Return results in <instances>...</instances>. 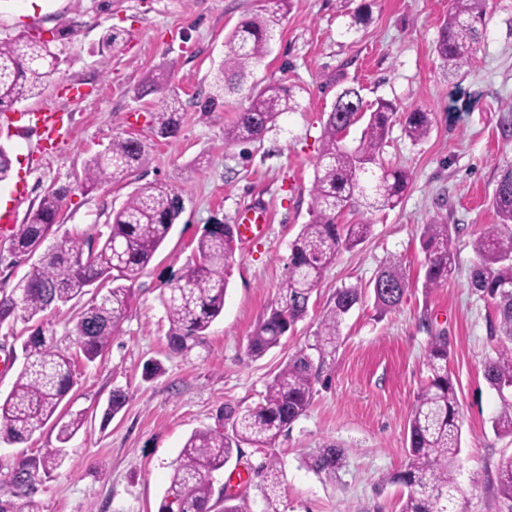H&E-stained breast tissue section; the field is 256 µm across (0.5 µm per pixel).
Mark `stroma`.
I'll return each mask as SVG.
<instances>
[{
	"mask_svg": "<svg viewBox=\"0 0 512 512\" xmlns=\"http://www.w3.org/2000/svg\"><path fill=\"white\" fill-rule=\"evenodd\" d=\"M263 0H0V37L55 30L57 73L41 93L15 112L64 113L54 143L17 134L0 120V143L12 159L10 183L26 185L17 208L26 218L47 190L68 187L58 234L85 237L107 224L131 194L128 185L86 192V161L114 136L149 142L142 182L159 180L183 192L184 210L150 265L133 284L131 310L118 336L94 362L76 361L73 407L87 413L66 445L47 422L27 441L0 443V500L22 494L39 512H158L179 451L195 430L214 427L224 404L258 403L278 368L317 330L337 288L359 286L361 305L342 326V342L315 386L306 415L275 443L283 470L281 512H398L406 496L393 476L406 464L407 430L418 393L428 383L432 337L448 339V370L457 390L461 449L455 462L460 512H499L497 468L512 455V436L492 422L501 399L484 366L504 340L492 336V300L475 293L470 276L474 242L498 217L490 205L503 170L512 168V0H485L486 32L471 66L447 71L437 52L448 0H289L270 54L252 81L289 87L294 111L279 116L255 141L228 145L224 125L241 107L226 97L224 116L197 107L210 91L228 32L261 13ZM365 12L363 23L354 16ZM117 30V46L101 42ZM359 90L365 104L393 102L397 112L383 146L386 165L411 176L400 204L373 212H345L342 223L367 221L364 243L342 251L311 294L306 318L280 345L258 359L247 342L287 278L290 245L310 219L315 163L323 126L337 95ZM178 97L184 106L180 135L155 139L153 112ZM431 115L421 141L405 132L404 115ZM270 215L263 239L235 245L223 314L202 342L176 355L167 346L168 322L160 295L194 253L205 225L236 223L248 207ZM451 227L455 270L446 284L423 286L426 257L422 225ZM400 262L408 286L399 307L378 316L373 281ZM22 322L0 323V396L10 391L24 360ZM160 362L154 378L144 367ZM128 393L115 417L103 412L114 387ZM346 448L333 475L304 460L324 444ZM63 448L66 461L47 473L43 456ZM27 469L28 485L14 475Z\"/></svg>",
	"mask_w": 512,
	"mask_h": 512,
	"instance_id": "obj_1",
	"label": "stroma"
}]
</instances>
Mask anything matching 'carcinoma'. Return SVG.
Here are the masks:
<instances>
[{
	"label": "carcinoma",
	"mask_w": 512,
	"mask_h": 512,
	"mask_svg": "<svg viewBox=\"0 0 512 512\" xmlns=\"http://www.w3.org/2000/svg\"><path fill=\"white\" fill-rule=\"evenodd\" d=\"M264 13L240 21L225 38L227 53L218 65L211 93L200 104L209 117L219 116L224 94L243 90L253 67L270 53L288 0H267ZM485 34L483 0H450L448 16L440 27L437 51L448 70L469 66ZM58 68L49 41L37 38H0V112L39 93ZM247 105L235 121L224 126V142L242 144L258 139L280 115L294 109L284 87L270 82L253 84L244 96ZM181 102L173 98L153 114L152 132L168 140L181 129ZM395 107L384 100L371 112L364 110L358 90L347 88L337 97L324 123L323 145L312 184L311 219L302 225L288 257V277L277 300L249 337L248 355L260 358L278 346L285 334L308 312L311 294L326 269L342 249H352L371 232V225L340 224L345 210L359 207H395L408 185L409 174L389 168L381 160ZM369 116L359 145L350 150L342 139L347 130ZM429 113L414 110L405 115L408 136L415 141L429 131ZM149 162V146L129 136H115L85 165L81 188L96 190L119 184ZM68 189L48 191L10 238L9 249L21 255L36 252L50 236L64 207ZM500 223L485 229L474 245L478 263L471 288L495 300L497 328L512 343V169L500 175L491 199ZM183 211L182 191L162 182L137 187L126 202L112 211L107 231L86 238L64 235L42 255L39 264L23 276L12 294L0 298V323L22 320L33 323L23 343L24 361L11 391L0 398V441L27 440L47 420L58 416V441L67 443L84 425L81 411L57 413L75 383L74 357L56 345L52 323L40 319L47 309L84 295L94 284L109 283L101 300L84 309L70 331L78 351L89 362L102 355L119 333L133 297L130 282L148 266ZM450 227L425 224L420 240L426 254L423 287L433 289L452 273ZM235 252V227L216 222L206 225L194 256L168 283L161 304L169 325L167 345L184 354L193 349L224 311L228 273ZM406 276L394 261L381 269L373 284L379 313L395 310L405 289ZM363 299L356 286L340 288L323 312L313 342L299 348L268 383L261 402L244 410L224 407L219 429H199L184 442L173 469L170 486L158 512H214L211 473L240 455L241 445L266 449L264 461L254 469L265 507L280 512L278 489L280 459L274 443L282 432L308 410L315 388L340 344L341 327ZM431 378L418 394L409 422V446L404 470L392 477L408 488L399 512H458L454 462L460 451L461 427L458 398L448 373V341L431 337L428 350ZM484 377L502 400L493 428L512 435V346H504L484 367ZM127 394L116 387L105 416L124 407ZM346 457V449L326 444L305 459L316 471L334 474ZM65 461L56 448L42 458L49 472ZM500 512H512V456L500 461L497 471ZM221 512H253L247 494L224 491ZM0 512H38L36 503L0 501Z\"/></svg>",
	"instance_id": "carcinoma-1"
}]
</instances>
